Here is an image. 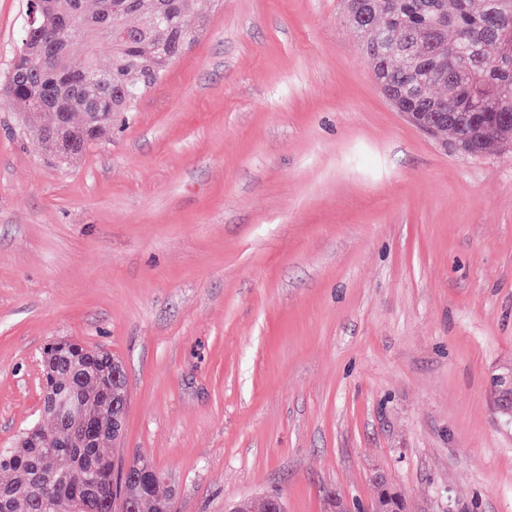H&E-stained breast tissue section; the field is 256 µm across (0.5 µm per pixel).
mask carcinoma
<instances>
[{
    "label": "carcinoma",
    "instance_id": "1",
    "mask_svg": "<svg viewBox=\"0 0 512 512\" xmlns=\"http://www.w3.org/2000/svg\"><path fill=\"white\" fill-rule=\"evenodd\" d=\"M107 0H94L89 12L85 0H53L57 22L73 18L75 12L98 15ZM163 19L155 18L154 0H139V8L119 15V24H106L89 32L60 28L49 38L51 47L41 64L43 80L34 82L19 65H13L7 80L0 82V104L46 96L51 84L70 73L90 69L97 79L84 97H102L100 120L86 119L83 109L73 108L77 154L106 137L112 116L134 112L137 103L120 111L112 109V92L142 95L167 71L169 65L192 39L189 22L200 11L202 0H172ZM148 14L142 25L124 20ZM369 26L383 31L382 42L373 34L359 31L373 72L395 86L404 98L417 105L424 96L448 104L466 141L483 154L495 153L512 141V124L503 125L495 138L485 130L492 112L512 113V54L491 53L500 47L499 36L512 33V0H377ZM77 39L109 53L111 64L102 68L96 54L76 66L69 48ZM448 94L438 93L440 88ZM43 379L48 385L78 388L90 421L106 420L112 414V387L118 383V368L112 354L88 349L78 343L57 342L43 352ZM51 428L25 435V442L0 452V470L11 477L0 481V512H73L77 502L85 512H111L115 464L105 444L106 433L93 448H58ZM124 494L134 502L132 512H155L165 501L174 506V495L164 481L145 487L128 479Z\"/></svg>",
    "mask_w": 512,
    "mask_h": 512
}]
</instances>
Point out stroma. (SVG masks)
<instances>
[{
    "instance_id": "35a3bbf8",
    "label": "stroma",
    "mask_w": 512,
    "mask_h": 512,
    "mask_svg": "<svg viewBox=\"0 0 512 512\" xmlns=\"http://www.w3.org/2000/svg\"><path fill=\"white\" fill-rule=\"evenodd\" d=\"M28 0H0V81ZM109 139L62 165L0 105V448L73 339L127 374L115 460L176 512H512V148L382 95L344 0H205ZM380 89L390 103L401 112L409 122L419 128L422 132L434 137H446L448 145V133L451 134L448 126V117L441 107H434L429 112H420L415 107L409 112H403L399 106V93L389 86L380 84Z\"/></svg>"
}]
</instances>
